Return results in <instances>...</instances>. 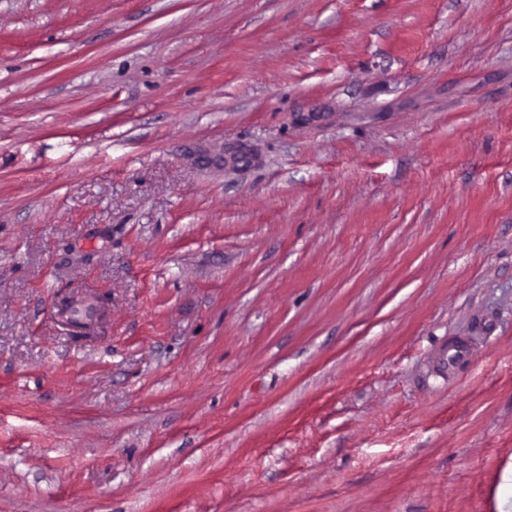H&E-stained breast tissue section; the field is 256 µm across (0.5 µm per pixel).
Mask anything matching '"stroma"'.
Returning a JSON list of instances; mask_svg holds the SVG:
<instances>
[{"mask_svg":"<svg viewBox=\"0 0 512 512\" xmlns=\"http://www.w3.org/2000/svg\"><path fill=\"white\" fill-rule=\"evenodd\" d=\"M0 512H512V0H0Z\"/></svg>","mask_w":512,"mask_h":512,"instance_id":"1","label":"stroma"}]
</instances>
